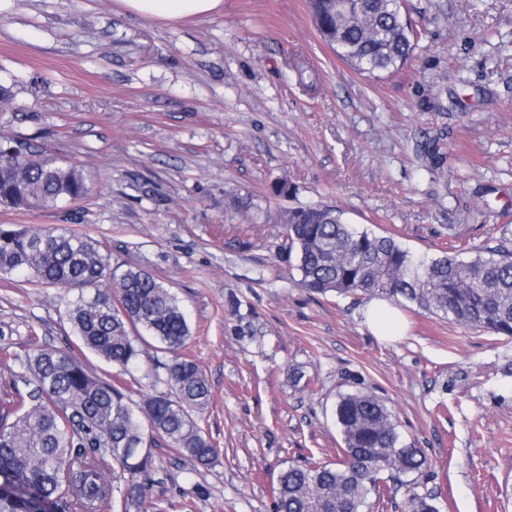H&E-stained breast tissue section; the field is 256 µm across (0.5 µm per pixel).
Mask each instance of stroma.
Listing matches in <instances>:
<instances>
[{
  "label": "stroma",
  "instance_id": "1",
  "mask_svg": "<svg viewBox=\"0 0 512 512\" xmlns=\"http://www.w3.org/2000/svg\"><path fill=\"white\" fill-rule=\"evenodd\" d=\"M407 7L426 35L375 77L336 57L307 0H224L177 22L119 0H0V82L16 94L0 139L89 186L54 210L0 206V224L90 234L112 267L163 281L208 380L197 419L218 457L197 469L152 449L149 512H273L284 468L335 460V405L358 389L425 450L418 491L439 512H512V341L411 309L405 336H374L364 302L300 287L288 247L284 214L315 204L428 255L512 222V0ZM66 311L60 290L0 278V384L72 344ZM79 358L134 398L166 387L157 343L122 375Z\"/></svg>",
  "mask_w": 512,
  "mask_h": 512
}]
</instances>
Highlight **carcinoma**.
Here are the masks:
<instances>
[{"label":"carcinoma","instance_id":"obj_1","mask_svg":"<svg viewBox=\"0 0 512 512\" xmlns=\"http://www.w3.org/2000/svg\"><path fill=\"white\" fill-rule=\"evenodd\" d=\"M317 29L360 73L401 69L423 33L401 0H309ZM88 191L83 173L25 141L0 142V204L53 209ZM289 249L306 290L412 304L464 328L512 340V230L481 245L419 255L394 237L360 230L323 205L288 211ZM19 273L44 287L75 290L68 321L81 345L126 369L150 337L171 353L168 390L135 400L65 349H39L27 373L0 386V512H100L114 485L105 469L127 474L124 512H144L140 478L161 442L195 468L217 448L194 414L209 399L198 364L179 353L190 337L184 308L157 277L135 266L112 272L101 243L58 227L0 225V275ZM343 446L336 462L309 458L279 478L274 512H370L405 486L401 512H438L413 491L429 467L423 449L401 439L396 415L376 395L356 391L335 408Z\"/></svg>","mask_w":512,"mask_h":512}]
</instances>
